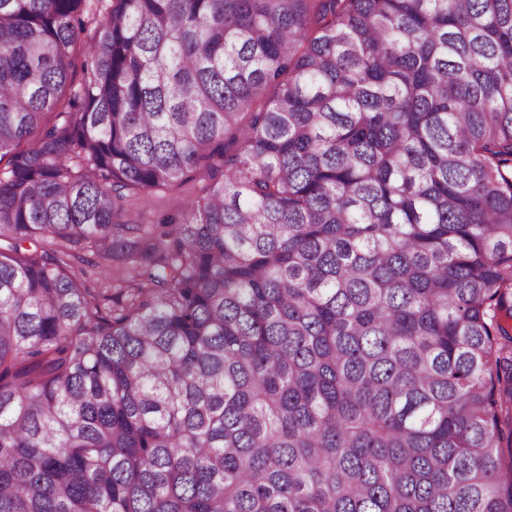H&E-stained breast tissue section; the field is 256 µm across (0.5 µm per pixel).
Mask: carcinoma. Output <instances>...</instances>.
I'll use <instances>...</instances> for the list:
<instances>
[{"label": "carcinoma", "mask_w": 512, "mask_h": 512, "mask_svg": "<svg viewBox=\"0 0 512 512\" xmlns=\"http://www.w3.org/2000/svg\"><path fill=\"white\" fill-rule=\"evenodd\" d=\"M5 156L0 512H512V0H0ZM184 196L185 194L180 191L168 193L165 198L154 207V212H149V209H145L140 219L143 221V224H146L147 221L152 220V215H154L155 220L162 218L165 215H176L178 207Z\"/></svg>", "instance_id": "cac0c4a2"}]
</instances>
